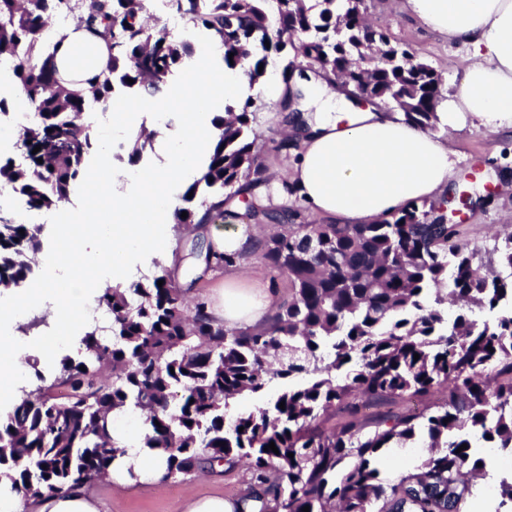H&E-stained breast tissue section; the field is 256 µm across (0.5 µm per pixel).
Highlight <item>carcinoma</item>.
I'll return each mask as SVG.
<instances>
[{"label":"carcinoma","mask_w":512,"mask_h":512,"mask_svg":"<svg viewBox=\"0 0 512 512\" xmlns=\"http://www.w3.org/2000/svg\"><path fill=\"white\" fill-rule=\"evenodd\" d=\"M141 9V0H0V55L10 57L37 114L23 127L25 162L0 159V187L26 197L30 208L69 201L98 150L85 97L61 87L43 43L49 17L75 12L90 33L118 44L105 70L86 79L106 109L114 82L156 90L154 80L166 82L195 54L192 42L138 19ZM168 9L220 38L224 68L252 82L265 76L259 66L284 51L270 34L274 16L279 31L295 38V56L327 81L337 76L355 91L400 102L404 121L436 128L441 75L374 27L365 0H168ZM257 111L249 97L215 118L206 170L181 196L186 203L201 196L200 208L172 214L195 234L190 254L202 271L180 285L176 249L172 266L156 260L151 276L97 296L108 331L86 332L82 358L64 356L53 375L35 371L36 386L0 409V477L23 498L103 476L121 452L108 416L125 406L144 414L143 446L167 453L168 477L248 460L252 484L237 496L244 509L236 512H463L474 480L487 475L472 442L512 449V311L498 314L512 297V234L502 240L499 269L482 274L476 248L458 225L445 223L438 201L412 202L373 224H293L249 238L248 256L290 281L288 298L264 326L229 329L202 298L188 301L209 272L241 258L198 249L228 201L242 197L256 226L299 217L272 198L256 149ZM40 234L37 225L0 217V285L28 278ZM450 304L457 306L451 319ZM275 379L300 383L226 421L230 400L261 394ZM441 387L449 394L443 404L366 413L372 404L423 399ZM338 408L349 418L325 427ZM421 433L427 456L386 482L383 453ZM271 443L278 452L264 450ZM497 494L496 512H512V478L498 480Z\"/></svg>","instance_id":"cac0c4a2"}]
</instances>
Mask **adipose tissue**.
I'll return each mask as SVG.
<instances>
[{"label": "adipose tissue", "mask_w": 512, "mask_h": 512, "mask_svg": "<svg viewBox=\"0 0 512 512\" xmlns=\"http://www.w3.org/2000/svg\"><path fill=\"white\" fill-rule=\"evenodd\" d=\"M409 10L426 25L468 48L459 90L438 109L442 127L469 126L496 131L512 128V0H406ZM57 43L56 65L69 88L80 87L88 72H99L108 56L104 40L90 35L77 21L49 29ZM224 49L220 42L200 41L194 61L177 85L165 93L141 97L136 103H113L112 129L126 130L137 113L182 108L179 128L158 129L156 140L164 150L163 171L144 174L130 183L112 168L108 158L89 171L91 204L76 223L59 235L47 261L62 274L28 292L11 293L0 307V401L22 395V358L34 346L21 333L22 314L47 312L50 322L66 316L87 322L95 295L111 280L133 276L129 256L156 253L162 246V227L180 204L183 185L200 175L214 138L210 117L247 96L270 101L285 97V84L274 78L250 83L243 73L220 70ZM300 111L313 119L298 132L299 147L285 171L313 215L346 224H369L412 201H437L446 196L455 174L456 153L448 141L431 130L405 121L385 107L352 108L347 94L311 73L302 84ZM123 214V223L106 226L105 213ZM239 268L224 273L221 303L215 310L230 328L254 327L266 322L275 295H254L236 287ZM166 472V458L158 450L129 447L108 469L113 483H127L130 475L156 483Z\"/></svg>", "instance_id": "ef3b65f1"}]
</instances>
